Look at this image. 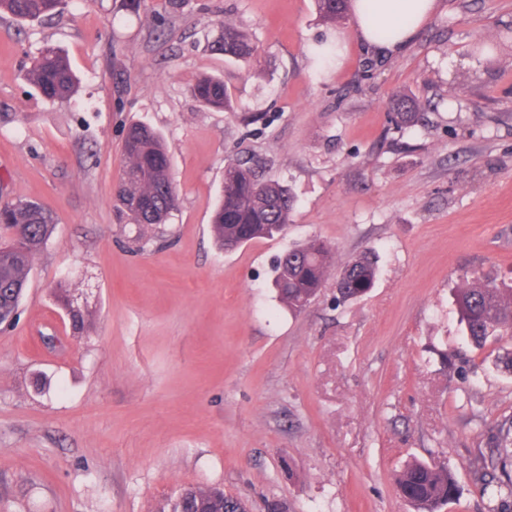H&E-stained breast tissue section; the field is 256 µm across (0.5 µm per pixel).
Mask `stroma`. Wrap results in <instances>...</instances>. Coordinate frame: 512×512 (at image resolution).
Masks as SVG:
<instances>
[{"instance_id": "35a3bbf8", "label": "stroma", "mask_w": 512, "mask_h": 512, "mask_svg": "<svg viewBox=\"0 0 512 512\" xmlns=\"http://www.w3.org/2000/svg\"><path fill=\"white\" fill-rule=\"evenodd\" d=\"M248 28L250 64L213 50ZM512 0H437L397 55L323 23L315 0H77L42 21L0 16V204L32 200L56 229L0 325V512H162L217 487L248 512H412L395 476L452 471L442 512H499L486 463L512 427V336L463 339L455 292L512 283ZM491 42V55L474 52ZM80 79L70 102L26 79L44 44ZM223 77L237 113L191 88ZM420 104L410 128L390 101ZM257 112L244 125L241 114ZM160 132L178 205L167 223L117 220L130 124ZM250 160L297 198L286 237L219 250L224 168ZM318 237L334 251L299 312L273 259ZM374 252V286L336 298ZM85 315L73 333L60 280ZM54 335L56 348L41 338ZM377 260L372 252H366L351 260L336 282L337 292L347 301L366 294L377 277Z\"/></svg>"}]
</instances>
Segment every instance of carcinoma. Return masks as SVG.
<instances>
[{
	"mask_svg": "<svg viewBox=\"0 0 512 512\" xmlns=\"http://www.w3.org/2000/svg\"><path fill=\"white\" fill-rule=\"evenodd\" d=\"M351 0H316L320 17L335 24L344 20ZM69 0H0V13L18 20L39 21L61 13ZM216 50L238 61L249 62L254 45L249 34L236 24L226 23L215 41ZM27 81L50 102L71 100L78 91V79L66 54L46 45L27 71ZM197 100L207 109L235 111L224 80L200 77L192 87ZM391 121L400 128L412 126L419 118L416 102L399 95L391 102ZM122 151L125 168L114 193L116 208L128 223L148 227L166 223L177 204L170 158L162 136L146 124L129 127ZM296 206L291 189L264 177L248 160L228 164L224 186L215 211L212 231L225 251L258 239H274L286 233ZM56 224L40 204L19 200L0 207V231L7 243L0 247V320L14 318L23 298L33 259L52 238ZM333 253L324 241L313 238L291 245L273 266L272 283L280 300L294 311L304 309L324 286ZM374 254L366 252L351 260L336 282L337 292L347 301L366 294L377 277ZM66 308L73 332L81 333L85 319L68 296L59 297ZM456 304L464 337L481 347L492 336L512 335V286L482 277L464 279ZM397 491L414 512H441L458 494L454 475L426 462L409 463L397 477ZM247 512L243 502L214 488L184 490L170 500L168 512Z\"/></svg>",
	"mask_w": 512,
	"mask_h": 512,
	"instance_id": "1",
	"label": "carcinoma"
}]
</instances>
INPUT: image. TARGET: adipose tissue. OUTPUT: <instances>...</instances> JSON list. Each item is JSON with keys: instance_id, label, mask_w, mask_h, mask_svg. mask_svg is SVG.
Here are the masks:
<instances>
[{"instance_id": "adipose-tissue-1", "label": "adipose tissue", "mask_w": 512, "mask_h": 512, "mask_svg": "<svg viewBox=\"0 0 512 512\" xmlns=\"http://www.w3.org/2000/svg\"><path fill=\"white\" fill-rule=\"evenodd\" d=\"M376 16L367 18L363 13H356L355 28L361 42L382 55H391L399 52L413 36V28L404 27L405 18H413L415 25L423 24L432 14L437 0H375ZM398 28L396 39L382 42L376 40L372 34V22Z\"/></svg>"}]
</instances>
